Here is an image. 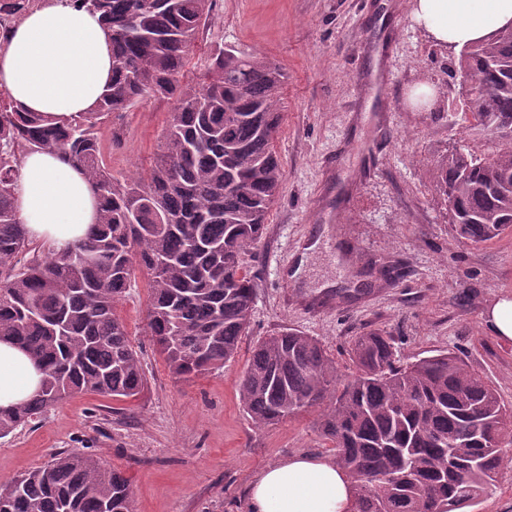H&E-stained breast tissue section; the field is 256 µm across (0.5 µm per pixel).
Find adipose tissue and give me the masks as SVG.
Wrapping results in <instances>:
<instances>
[{
	"label": "adipose tissue",
	"instance_id": "obj_1",
	"mask_svg": "<svg viewBox=\"0 0 512 512\" xmlns=\"http://www.w3.org/2000/svg\"><path fill=\"white\" fill-rule=\"evenodd\" d=\"M414 25L435 43L462 48L512 28V0H410ZM112 84V47L99 15L53 0L30 13L0 46V86L25 111L63 120L96 108ZM15 201L33 238L66 247L96 220L84 175L56 154L20 161ZM42 374L17 346L0 341V407L31 397ZM249 512H353L354 488L335 459L297 455L262 470Z\"/></svg>",
	"mask_w": 512,
	"mask_h": 512
}]
</instances>
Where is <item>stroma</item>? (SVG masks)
<instances>
[{
	"label": "stroma",
	"mask_w": 512,
	"mask_h": 512,
	"mask_svg": "<svg viewBox=\"0 0 512 512\" xmlns=\"http://www.w3.org/2000/svg\"><path fill=\"white\" fill-rule=\"evenodd\" d=\"M388 76L368 84L381 0H216L192 65L220 51L267 57L285 74L278 151L283 190L248 258L254 313L223 369L175 379L145 334L148 290L136 276L116 313L147 383L133 398L79 394L41 422L0 439V483L79 451L129 480L133 512H248L247 491L267 466L306 453L333 456L319 409L255 424L239 382L258 340L295 328L319 340L343 379L356 373L354 336H390L406 361L448 350L512 405V342L484 323L512 294V232L479 245L461 238L424 173L469 135L449 121L462 105L459 53L435 44L398 0ZM422 86L436 95L416 107ZM171 99L147 98L104 134L115 176L144 175L162 139ZM379 140L375 161L361 151ZM477 512H512V442Z\"/></svg>",
	"instance_id": "obj_1"
}]
</instances>
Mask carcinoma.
Wrapping results in <instances>:
<instances>
[{"mask_svg":"<svg viewBox=\"0 0 512 512\" xmlns=\"http://www.w3.org/2000/svg\"><path fill=\"white\" fill-rule=\"evenodd\" d=\"M96 13L112 36V88L96 109L49 122L0 87V339L42 368L40 392L0 408V438L83 392L136 396L138 354L115 307L137 266L148 278L147 330L170 373L189 380L224 368L255 301L245 257L260 241L284 173L275 151L284 73L257 55L222 52L196 82L184 68L214 0H68ZM459 70L484 76L455 123L474 136L445 150L430 179L458 235L490 241L512 228V134L484 149L487 127L512 119V30L465 47ZM148 97L174 98L149 175L117 178L102 129ZM56 153L82 171L96 223L64 248L29 237L14 186L23 154ZM357 374L340 379L315 339L285 329L258 342L240 400L259 425L322 409L321 436L353 481L355 512H467L495 486L512 408L454 354L407 366L376 331L355 338ZM399 471L403 479L378 475ZM0 512H133L128 481L92 456L68 452L0 483Z\"/></svg>","mask_w":512,"mask_h":512,"instance_id":"carcinoma-1","label":"carcinoma"}]
</instances>
